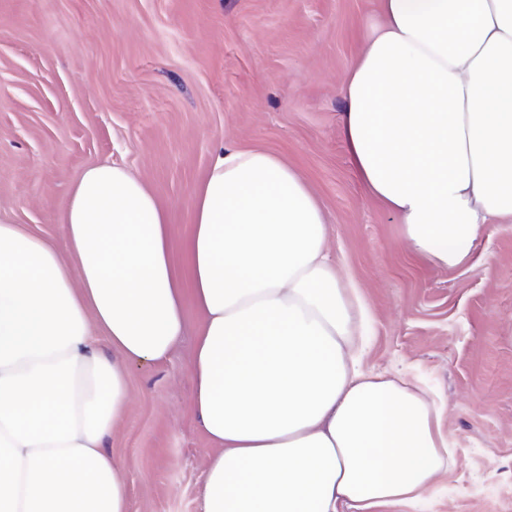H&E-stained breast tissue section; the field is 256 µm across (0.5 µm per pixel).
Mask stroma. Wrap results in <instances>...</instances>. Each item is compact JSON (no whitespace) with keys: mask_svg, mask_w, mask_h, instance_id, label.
<instances>
[{"mask_svg":"<svg viewBox=\"0 0 512 512\" xmlns=\"http://www.w3.org/2000/svg\"><path fill=\"white\" fill-rule=\"evenodd\" d=\"M378 0H0V214L58 240L70 190L110 162L140 177L177 238L225 144L288 159L321 201L363 310L362 364L425 390L456 464L429 512H512V223L443 268L406 247L341 135V80ZM193 336L128 366L105 440L130 512H201L211 452L190 410Z\"/></svg>","mask_w":512,"mask_h":512,"instance_id":"stroma-1","label":"stroma"}]
</instances>
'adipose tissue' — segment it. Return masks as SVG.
I'll use <instances>...</instances> for the list:
<instances>
[{"instance_id":"adipose-tissue-1","label":"adipose tissue","mask_w":512,"mask_h":512,"mask_svg":"<svg viewBox=\"0 0 512 512\" xmlns=\"http://www.w3.org/2000/svg\"><path fill=\"white\" fill-rule=\"evenodd\" d=\"M380 10L340 86L343 142L408 246L455 268L512 220V0ZM62 224L55 241L0 216V512H129L104 449L125 365L167 360L189 304L191 411L213 448L201 512H411L453 467L430 401L363 369L357 298L284 157L219 149L180 242L108 163L83 171Z\"/></svg>"}]
</instances>
